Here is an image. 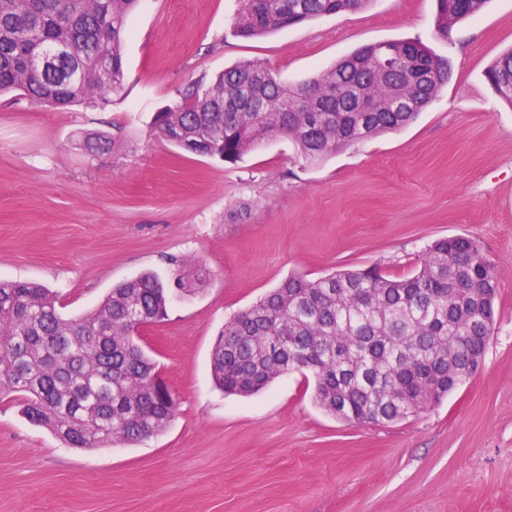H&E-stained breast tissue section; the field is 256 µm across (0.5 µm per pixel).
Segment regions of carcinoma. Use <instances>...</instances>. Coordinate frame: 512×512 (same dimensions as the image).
<instances>
[{
	"instance_id": "obj_1",
	"label": "carcinoma",
	"mask_w": 512,
	"mask_h": 512,
	"mask_svg": "<svg viewBox=\"0 0 512 512\" xmlns=\"http://www.w3.org/2000/svg\"><path fill=\"white\" fill-rule=\"evenodd\" d=\"M234 35L256 38L370 0H239ZM490 0H436L446 37ZM139 0H0V96L64 109L107 106L125 84L122 41ZM486 77L512 105V50ZM448 62L414 41L360 47L296 87L246 60L178 93L155 113L160 138L193 154L236 161L286 137L300 158L325 155L411 124L448 83ZM203 278L153 273L112 288L66 317L49 289L0 281V393L73 448L133 443L163 431L177 404L154 381L134 336ZM496 265L478 243L433 241L403 277L377 269L290 275L224 324L211 353L224 391L256 393L293 370L315 381L314 401L349 424H386L439 404L481 365L493 333Z\"/></svg>"
}]
</instances>
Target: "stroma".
Wrapping results in <instances>:
<instances>
[{"mask_svg": "<svg viewBox=\"0 0 512 512\" xmlns=\"http://www.w3.org/2000/svg\"><path fill=\"white\" fill-rule=\"evenodd\" d=\"M238 0H141L123 90L103 108L0 97V279L39 283L65 315L144 271L201 268L198 295L139 334L177 409L133 445L66 446L0 397V512H512V105L485 71L512 49V0L435 29L436 0H371L263 38L233 36ZM418 40L446 87L398 132L308 164L274 140L235 162L152 129L179 90L258 59L290 85L354 49ZM462 234L498 266L495 330L476 373L439 405L347 424L294 372L242 397L212 380L213 342L293 273L409 274Z\"/></svg>", "mask_w": 512, "mask_h": 512, "instance_id": "35a3bbf8", "label": "stroma"}]
</instances>
